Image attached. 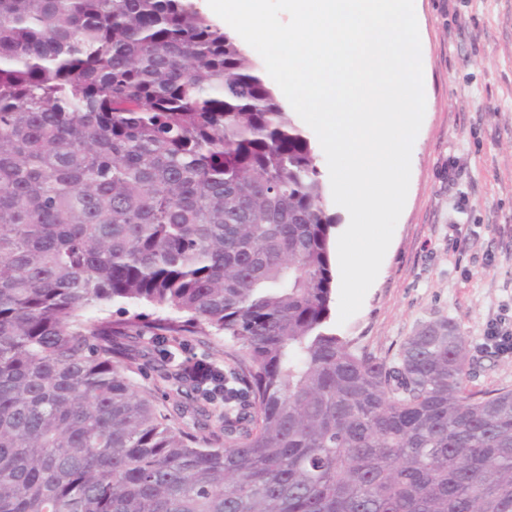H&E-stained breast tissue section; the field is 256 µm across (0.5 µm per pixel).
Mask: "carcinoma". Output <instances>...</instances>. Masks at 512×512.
Here are the masks:
<instances>
[{
	"label": "carcinoma",
	"instance_id": "carcinoma-1",
	"mask_svg": "<svg viewBox=\"0 0 512 512\" xmlns=\"http://www.w3.org/2000/svg\"><path fill=\"white\" fill-rule=\"evenodd\" d=\"M332 228L310 142L189 0H0V512H512V390L467 392L450 319L391 361L332 332ZM114 303L178 316H86ZM186 332L241 358L203 382ZM147 336L169 414L130 381Z\"/></svg>",
	"mask_w": 512,
	"mask_h": 512
}]
</instances>
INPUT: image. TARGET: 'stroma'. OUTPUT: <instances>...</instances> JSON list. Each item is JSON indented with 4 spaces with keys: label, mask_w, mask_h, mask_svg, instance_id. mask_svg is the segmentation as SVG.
Instances as JSON below:
<instances>
[{
    "label": "stroma",
    "mask_w": 512,
    "mask_h": 512,
    "mask_svg": "<svg viewBox=\"0 0 512 512\" xmlns=\"http://www.w3.org/2000/svg\"><path fill=\"white\" fill-rule=\"evenodd\" d=\"M425 116L404 209L358 313L331 321L357 348L393 358L421 324L457 322L468 392L512 389V0H415Z\"/></svg>",
    "instance_id": "35a3bbf8"
}]
</instances>
